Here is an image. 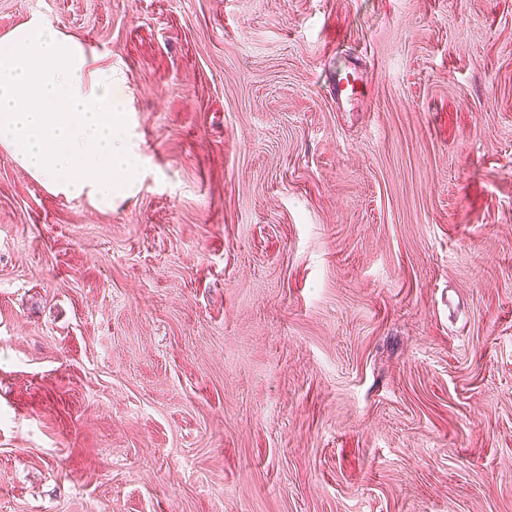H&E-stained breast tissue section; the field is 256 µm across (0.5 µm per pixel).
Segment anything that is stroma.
<instances>
[{
	"label": "stroma",
	"instance_id": "obj_1",
	"mask_svg": "<svg viewBox=\"0 0 512 512\" xmlns=\"http://www.w3.org/2000/svg\"><path fill=\"white\" fill-rule=\"evenodd\" d=\"M35 14L123 75L142 183L100 211L0 149V512H512V0L0 37ZM359 77L355 65L345 66L336 71L333 80V90L336 100L342 104H348L359 94Z\"/></svg>",
	"mask_w": 512,
	"mask_h": 512
}]
</instances>
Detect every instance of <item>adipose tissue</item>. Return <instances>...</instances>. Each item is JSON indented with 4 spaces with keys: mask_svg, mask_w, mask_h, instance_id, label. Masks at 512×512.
Here are the masks:
<instances>
[{
    "mask_svg": "<svg viewBox=\"0 0 512 512\" xmlns=\"http://www.w3.org/2000/svg\"><path fill=\"white\" fill-rule=\"evenodd\" d=\"M118 84L111 58L31 17L0 37V147L53 194L111 209L141 163Z\"/></svg>",
    "mask_w": 512,
    "mask_h": 512,
    "instance_id": "obj_1",
    "label": "adipose tissue"
}]
</instances>
